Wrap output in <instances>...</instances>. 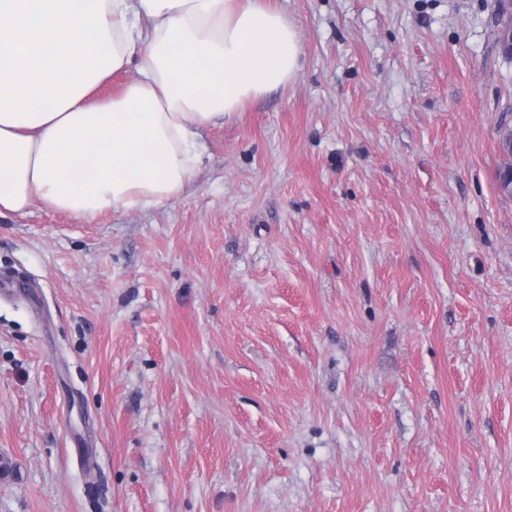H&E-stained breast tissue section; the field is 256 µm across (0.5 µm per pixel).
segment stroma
Listing matches in <instances>:
<instances>
[{"mask_svg":"<svg viewBox=\"0 0 512 512\" xmlns=\"http://www.w3.org/2000/svg\"><path fill=\"white\" fill-rule=\"evenodd\" d=\"M272 3L180 199L0 218V512H512L501 4Z\"/></svg>","mask_w":512,"mask_h":512,"instance_id":"obj_1","label":"stroma"}]
</instances>
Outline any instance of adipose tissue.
I'll return each mask as SVG.
<instances>
[{
	"label": "adipose tissue",
	"mask_w": 512,
	"mask_h": 512,
	"mask_svg": "<svg viewBox=\"0 0 512 512\" xmlns=\"http://www.w3.org/2000/svg\"><path fill=\"white\" fill-rule=\"evenodd\" d=\"M301 53L270 0H0V217L179 199L204 129L293 82ZM132 63L137 78L93 101Z\"/></svg>",
	"instance_id": "obj_1"
}]
</instances>
